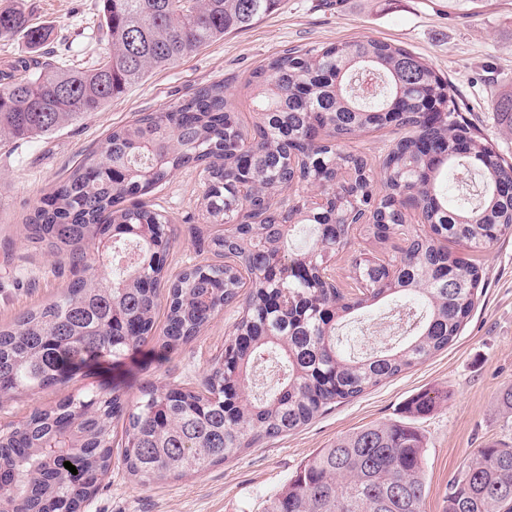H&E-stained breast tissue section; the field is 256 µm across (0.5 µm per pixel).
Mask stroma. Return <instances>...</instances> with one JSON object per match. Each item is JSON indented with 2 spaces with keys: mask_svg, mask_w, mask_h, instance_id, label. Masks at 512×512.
<instances>
[{
  "mask_svg": "<svg viewBox=\"0 0 512 512\" xmlns=\"http://www.w3.org/2000/svg\"><path fill=\"white\" fill-rule=\"evenodd\" d=\"M20 1L34 24L52 28L60 60L91 63L108 53L98 30L99 0ZM365 37L400 45L445 75L468 112L481 121L486 137L512 155V125L493 118L501 97L512 94V0H281L275 12L247 29L152 71L101 111L46 136L0 144V324L56 299L72 281L67 263L33 248L26 220L54 183L112 129L140 114L165 111L220 82L244 122L252 123L256 114L243 84L262 61L289 46ZM204 190L199 171L180 169L145 198L168 218L174 232L167 279L217 261L208 247L210 226L201 212ZM403 242L398 235L392 244L378 245L353 229L331 264L337 285L354 292L353 259L363 253L391 257L394 246ZM475 259L486 273V286L461 336L447 350L337 404L293 433L265 440L198 474L144 487L129 475L120 452H113L112 467L83 512H265L269 499L318 449L358 427L405 419V402L426 389L448 394L434 411L414 421L425 445L423 512H444L448 482L476 448L512 441V413L499 403L501 391L512 386V237ZM238 318V306L225 307L199 336L166 356L148 344L120 365L107 359L88 375L2 399L0 429L22 422L33 409L53 407L105 382L121 383L133 402L149 383L201 389ZM406 335L405 325L384 307L345 321L338 330L342 349L355 355L387 349Z\"/></svg>",
  "mask_w": 512,
  "mask_h": 512,
  "instance_id": "obj_1",
  "label": "stroma"
}]
</instances>
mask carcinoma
<instances>
[{"instance_id":"1","label":"carcinoma","mask_w":512,"mask_h":512,"mask_svg":"<svg viewBox=\"0 0 512 512\" xmlns=\"http://www.w3.org/2000/svg\"><path fill=\"white\" fill-rule=\"evenodd\" d=\"M102 0L98 30L111 46L89 69L49 56V28L24 5L0 9V39L21 37L29 55L0 74V140L50 134L99 112L149 72L272 13L279 0ZM257 117L243 125L211 84L165 112L112 131L30 216L28 239L68 260L74 279L57 299L0 327V397L45 390L96 366L119 363L154 339L171 228L142 201L175 170L205 179L209 247L232 264L195 265L168 286L159 347L190 341L226 306L241 316L203 388L142 387L129 405L120 385L34 410L0 432V512H81L112 466V422L125 421L121 461L146 486L182 478L260 442L295 431L331 405L362 395L448 349L485 286L470 258L512 235V157L460 112L447 79L407 49L366 39L286 48L257 67ZM406 129L380 177L343 143L359 132ZM325 189L326 204L272 201L294 184ZM247 206L236 204L239 186ZM421 213L428 230L383 261L354 259L358 293L323 277L349 231L378 244ZM302 224L311 246L292 249ZM248 275L250 291L239 301ZM288 292L293 305L280 309ZM418 298L426 308L405 346L366 358L337 348V320L368 301ZM286 378L261 398L245 381L264 356ZM445 393L427 389L408 414L432 412ZM70 462L72 474L64 467ZM422 435L402 422L353 431L302 463L267 512H423ZM445 512H512V443L477 449L451 479Z\"/></svg>"}]
</instances>
